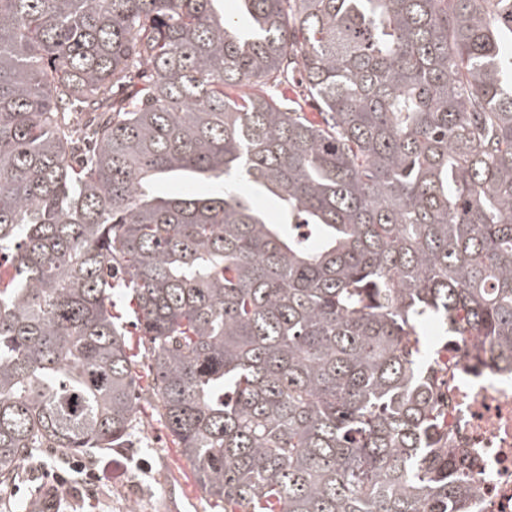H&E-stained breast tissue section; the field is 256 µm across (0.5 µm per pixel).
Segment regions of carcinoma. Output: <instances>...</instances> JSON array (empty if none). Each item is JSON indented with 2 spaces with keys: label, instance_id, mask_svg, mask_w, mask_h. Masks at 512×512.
<instances>
[{
  "label": "carcinoma",
  "instance_id": "carcinoma-1",
  "mask_svg": "<svg viewBox=\"0 0 512 512\" xmlns=\"http://www.w3.org/2000/svg\"><path fill=\"white\" fill-rule=\"evenodd\" d=\"M237 2L0 0V490L136 420L120 275L224 512H469L420 327L512 359V0Z\"/></svg>",
  "mask_w": 512,
  "mask_h": 512
}]
</instances>
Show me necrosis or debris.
<instances>
[{
  "instance_id": "obj_1",
  "label": "necrosis or debris",
  "mask_w": 512,
  "mask_h": 512,
  "mask_svg": "<svg viewBox=\"0 0 512 512\" xmlns=\"http://www.w3.org/2000/svg\"><path fill=\"white\" fill-rule=\"evenodd\" d=\"M439 362L448 381V449L475 477L472 512H512V364L475 336L450 339Z\"/></svg>"
}]
</instances>
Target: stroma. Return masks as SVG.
Masks as SVG:
<instances>
[{"label": "stroma", "mask_w": 512, "mask_h": 512, "mask_svg": "<svg viewBox=\"0 0 512 512\" xmlns=\"http://www.w3.org/2000/svg\"><path fill=\"white\" fill-rule=\"evenodd\" d=\"M98 482L84 486L79 498H65L59 512H121L124 500L150 499L156 512H224L206 499L191 466L164 428L158 414L143 408L124 447L92 448Z\"/></svg>", "instance_id": "1"}]
</instances>
